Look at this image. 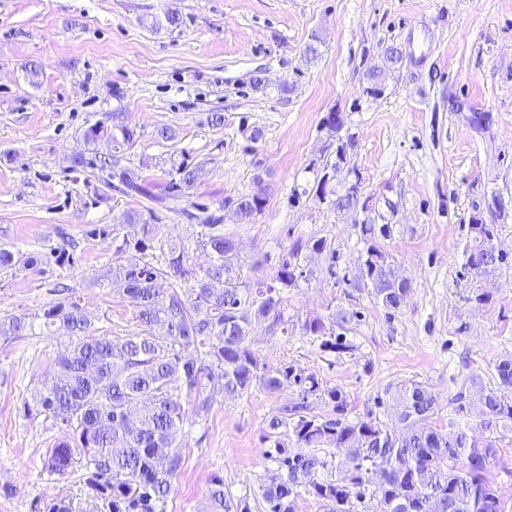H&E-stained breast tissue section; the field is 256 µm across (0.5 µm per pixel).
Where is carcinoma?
<instances>
[{
	"mask_svg": "<svg viewBox=\"0 0 512 512\" xmlns=\"http://www.w3.org/2000/svg\"><path fill=\"white\" fill-rule=\"evenodd\" d=\"M134 137L126 125H93L85 131L87 143L106 139L114 153L78 155L72 168L98 169L106 173V188L117 181L126 195H145L146 188L121 165L119 156L121 149L134 144ZM169 175L163 192L150 199L156 208L177 210L199 228L197 246L209 253L210 264L197 266L193 253L181 243H158L159 225L130 214L127 221L140 224L139 235L117 246L121 263L109 285L138 308L136 330L116 338L98 335L73 295L43 309L41 320L49 335L67 338L66 351L50 361L32 395L33 405L54 418L61 430L47 452L49 471L65 475L79 459L86 485L108 512H156L182 467L176 433L187 411L199 415L210 410L204 381L218 371L229 395L244 393L256 381L270 393L293 385L301 388V402L273 418L266 434L273 447L295 449L282 459L289 478L275 477L264 489L268 512H297L294 474L327 469L331 462L318 455L322 448L336 449L341 477L314 479L308 493L327 512H358L368 497L378 499L382 512H512L487 478L499 456V442L512 433V355L494 363L496 388L473 398L469 386L475 378L460 386L450 400L453 409L446 431L435 423V396L418 383L384 390L397 411L399 431L377 417L349 419L340 390L323 388L291 366L263 371L246 343L255 320L288 331L284 291L313 277L312 270L298 263L304 244L293 243L272 278L251 281L243 272L234 237L224 233L222 216L204 206L193 211L177 208L197 179L196 167L183 160L172 165ZM360 198L354 183L336 194L333 204L338 210H355ZM262 208L263 199L257 195L237 200L243 219ZM377 231L386 234L383 227L362 225V233L372 240L362 270L375 298L396 310L411 288L395 281L392 257L373 242ZM471 231L472 244L465 253L474 278L509 266L508 255L495 248L497 225L477 221ZM50 260L75 263L64 250L24 257L0 247L3 268L30 269ZM161 281L169 282V288H161ZM354 318L355 313L343 310L329 319L309 317L301 331L320 340L325 352L348 353L353 345L346 342L345 330ZM27 328L24 315L0 317L1 337L15 338ZM311 396L329 412L314 413ZM475 426L481 435L473 433ZM212 485V512H231L234 503L224 498L223 478L214 477Z\"/></svg>",
	"mask_w": 512,
	"mask_h": 512,
	"instance_id": "1",
	"label": "carcinoma"
}]
</instances>
